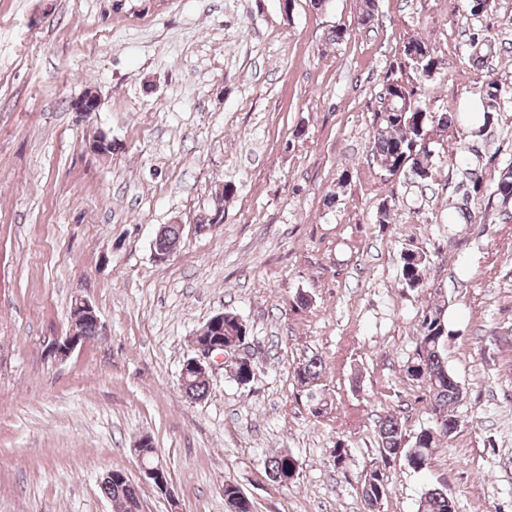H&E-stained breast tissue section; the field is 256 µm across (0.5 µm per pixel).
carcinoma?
Segmentation results:
<instances>
[{
	"mask_svg": "<svg viewBox=\"0 0 512 512\" xmlns=\"http://www.w3.org/2000/svg\"><path fill=\"white\" fill-rule=\"evenodd\" d=\"M385 93L393 98V103L380 113L378 128L373 137L374 158L382 169L387 167L411 166L420 170L416 177L424 181L425 174L430 172L431 151L424 150L420 154H411L410 145L428 134L429 128L438 126L446 128L458 121L456 115L448 112H437L432 119L420 122L417 116L423 109L412 97L404 83L393 80L385 87ZM501 94L497 80L490 79L484 87L485 107L483 123L493 120V108ZM495 195L502 201L512 200V168L507 169L496 184ZM182 229L178 224L165 226L156 236L154 251L173 252L180 245ZM424 258L419 254H405L402 257V279L409 288H417L423 283L422 267ZM249 338L246 323L233 312H224V339L231 336ZM448 338V326L443 307L431 306L423 315L416 336L414 354L406 362V373L414 380L425 379L428 393L433 405L434 426L420 430L411 442H406L404 425L396 415L388 414L378 420V435L381 456V468L371 473H362L363 498L371 512H376L379 503L386 496L387 486L382 483L384 474L380 469L386 468L391 461L404 458L407 465L421 471L429 465L437 441L441 437L450 436L457 427V420L449 414V407L455 404L462 395L461 383L448 369L442 351ZM324 370L323 361L312 356L301 362L296 369L297 382L306 388L310 400L311 412L317 416L327 410V399L315 392L317 382ZM208 382L201 376H191L183 386V393L192 400H200L207 396ZM298 459L288 452L269 456L265 462V475L276 481L279 475L290 478L299 471ZM102 492L112 501L123 506V512H141L143 507L141 493L127 475L119 470L113 471L109 482L101 485ZM224 500L236 506L238 512H253L251 500L240 488L230 482L224 483ZM418 512H455L454 502L443 488H430L420 498Z\"/></svg>",
	"mask_w": 512,
	"mask_h": 512,
	"instance_id": "obj_1",
	"label": "carcinoma"
}]
</instances>
